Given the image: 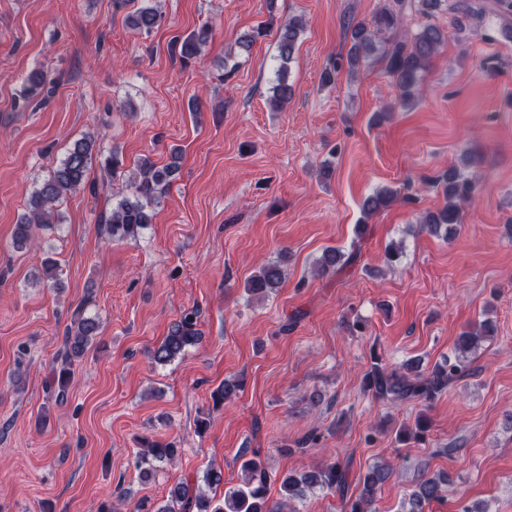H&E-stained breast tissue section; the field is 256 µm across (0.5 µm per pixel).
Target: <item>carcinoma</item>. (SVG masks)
I'll list each match as a JSON object with an SVG mask.
<instances>
[{
    "mask_svg": "<svg viewBox=\"0 0 512 512\" xmlns=\"http://www.w3.org/2000/svg\"><path fill=\"white\" fill-rule=\"evenodd\" d=\"M447 10L453 14L458 30L464 31L469 24L479 20L490 11L499 19V31L512 39V0H493L491 4L474 5L473 0H384L370 20L351 21L345 31L351 46L340 61L333 62L321 74L324 85L335 81L342 70L355 73L363 63L373 59L383 65L384 71L393 79L398 90V104L403 105L414 98L432 59L448 41L447 29L430 21L436 13ZM414 11L428 18L424 24L412 32L405 29L407 11ZM126 20L135 29L151 32L163 22L162 14L152 6H144L127 15ZM304 20L292 17L280 25L277 31L279 58L289 62L295 52ZM213 30L203 24L182 40L174 42V49L182 61L188 62L200 57L203 47L212 39ZM294 95V88L284 79H278L273 87L270 105L274 110L282 109ZM97 140L85 136L69 150L61 162L54 166L48 176L33 191L28 201L27 212L14 227V244L22 248L29 245L38 229H52L61 223L58 207L68 194L84 190L94 200L108 196V184L123 167L122 158L114 149L103 154L95 150ZM99 157V168L104 177L96 180L90 177L93 157ZM178 169L176 163L159 166L148 155L137 161L135 177L131 180L132 195L118 200L111 208H102L96 224L100 234L110 242L133 243L141 231L152 221L151 206L158 199V193L170 183ZM442 186L446 204L435 213L421 216L420 224L430 233L437 235L441 230H451L461 223V210L475 191V183L453 165L437 179ZM394 200L389 189H379L366 197L363 210L371 216L387 207ZM359 250L345 252L340 248H330L323 252L314 267V274H331L355 263ZM283 278V270L277 263H269L247 281V291L252 294L266 293L275 288ZM198 313L185 312L179 321L169 329L167 335L157 345L152 358L158 364H166L189 346L201 340L197 329ZM99 325L95 319L85 316L84 307H79L66 326L61 348L56 360L59 369L52 373L51 389L56 399H65L70 382L71 366L82 358ZM490 335L488 326L476 332H464L457 340L455 359L436 365L431 371L422 370L418 361H410L399 368H388L375 359L363 376V385L372 397L393 402H430L444 392L448 385L469 375L468 354L475 351L484 337ZM430 429L425 414L416 418L415 427H404L397 432V439L404 442L425 437ZM177 442H148L137 451L134 466L143 475L158 471L179 456ZM242 477L239 482L224 490L223 497L216 498L209 492L224 484V470L210 464L202 472L200 481H182L168 492L167 500L155 512H285L290 503L302 500L307 493L316 490L344 492L345 471L336 463H329L303 472H290L280 482V501L272 503L268 498V483L271 476L256 457L244 460L241 464ZM390 467L373 465L368 468L359 494L354 498L342 499V512H370L378 491L388 481ZM448 477L438 474L420 480L408 494L402 512H424V506L442 497Z\"/></svg>",
    "mask_w": 512,
    "mask_h": 512,
    "instance_id": "1",
    "label": "carcinoma"
}]
</instances>
